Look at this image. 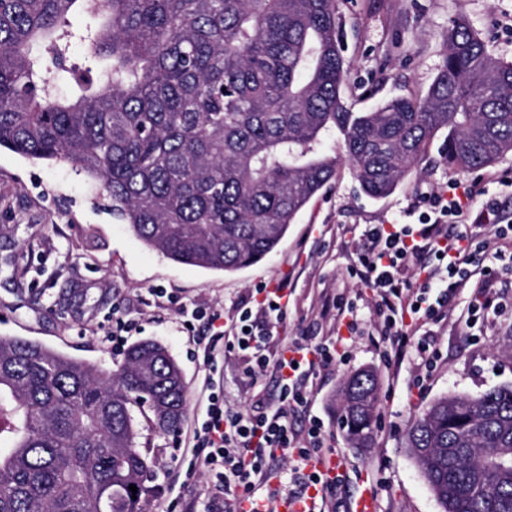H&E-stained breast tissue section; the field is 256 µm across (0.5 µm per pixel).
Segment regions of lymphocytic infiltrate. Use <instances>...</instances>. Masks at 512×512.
I'll return each instance as SVG.
<instances>
[{
  "instance_id": "lymphocytic-infiltrate-1",
  "label": "lymphocytic infiltrate",
  "mask_w": 512,
  "mask_h": 512,
  "mask_svg": "<svg viewBox=\"0 0 512 512\" xmlns=\"http://www.w3.org/2000/svg\"><path fill=\"white\" fill-rule=\"evenodd\" d=\"M485 193V179L480 176L463 194L425 196L418 225H367L350 273L372 288L378 300L368 323L359 319L355 305L326 301L324 308L335 311L342 335L315 344L282 338L288 297L284 282L261 289L258 298L244 303L229 320L218 311L191 310L192 319L216 327L227 351L243 353L249 383L270 373L280 388L279 402L259 403L244 412L228 407L213 378L218 370L214 347L205 346L208 374L201 390L205 417L189 437L192 457L185 478L191 484L197 475H209V512H238L244 495L270 481L275 484L273 498H311L318 512H335L345 476L327 477L319 464L337 450L319 419H310L305 436H298L287 407L307 406L310 378L346 359L349 338L364 335L369 324L388 342L394 357H401L412 343L422 362L433 366L437 350L427 324L445 319L452 298L470 281L484 287L495 277L481 259L485 241L457 229L467 215L466 201L482 197L475 223L491 225L499 239L512 238V218L503 215L496 200ZM412 266L417 272L411 278L407 271Z\"/></svg>"
}]
</instances>
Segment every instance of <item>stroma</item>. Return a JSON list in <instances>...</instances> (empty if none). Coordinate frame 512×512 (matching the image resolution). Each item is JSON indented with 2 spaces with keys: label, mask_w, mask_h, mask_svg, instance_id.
<instances>
[{
  "label": "stroma",
  "mask_w": 512,
  "mask_h": 512,
  "mask_svg": "<svg viewBox=\"0 0 512 512\" xmlns=\"http://www.w3.org/2000/svg\"><path fill=\"white\" fill-rule=\"evenodd\" d=\"M337 13L348 46L343 92L359 112L425 93L457 17L467 18L495 54L512 59V0H337ZM325 143L341 158L335 180L290 225L276 252L233 275L178 265L146 247L113 216L102 187L70 164L0 149V336L35 341L110 372L124 361L123 351L112 347L113 333L128 346L159 342L183 372L187 411L181 428L190 430L204 417L202 345L211 336L185 329L180 306L228 317L254 289L284 280L291 290L285 336L319 342L334 332L333 319L321 313L325 296H347L362 317L371 315L375 295L347 273L366 225L417 223L422 194L472 179L448 167L433 147L390 195L375 199L363 193L343 161L341 136L330 134ZM489 291L499 312L470 327L463 315L479 290L472 283L459 290L446 320L434 327L440 360L430 374H423L414 353L391 358L385 344L362 339L350 347L348 362L316 376L308 414L323 419L347 474L336 512H352L366 492L377 512H443L408 453L405 435L439 397H475L512 385V288L495 282ZM364 369L377 375L379 405L370 445L359 450L340 424L336 392ZM218 372L226 402L238 409L278 395L272 377L249 385L236 357L220 360ZM135 420L140 446L155 462L145 512H168L174 503L207 512V477L187 488L179 474L183 433L156 428L145 409L136 411Z\"/></svg>",
  "instance_id": "1"
}]
</instances>
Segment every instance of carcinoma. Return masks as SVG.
I'll list each match as a JSON object with an SVG mask.
<instances>
[{"label": "carcinoma", "mask_w": 512, "mask_h": 512, "mask_svg": "<svg viewBox=\"0 0 512 512\" xmlns=\"http://www.w3.org/2000/svg\"><path fill=\"white\" fill-rule=\"evenodd\" d=\"M88 19L77 29L74 14ZM335 0H7L0 6V149L67 162L112 214L177 264L234 273L273 253L336 175L333 130L370 197L392 193L437 134L448 167L512 153V60L456 19L422 95L356 112ZM87 64L67 65L72 44ZM77 95H55L56 80ZM340 422L371 440L377 376L350 375ZM177 431L180 368L155 341L116 373L0 337V512H143L153 461L134 409ZM406 447L443 512H512V385L443 396ZM135 485L137 492L129 490Z\"/></svg>", "instance_id": "obj_1"}]
</instances>
